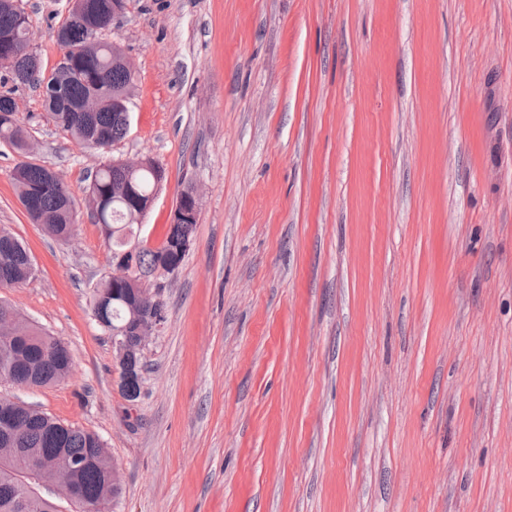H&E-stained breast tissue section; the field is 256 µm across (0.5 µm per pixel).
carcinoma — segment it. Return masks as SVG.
<instances>
[{"label": "carcinoma", "instance_id": "obj_1", "mask_svg": "<svg viewBox=\"0 0 512 512\" xmlns=\"http://www.w3.org/2000/svg\"><path fill=\"white\" fill-rule=\"evenodd\" d=\"M78 2L79 17L72 23L68 52L73 76L64 80L63 93H58L57 77L48 76L41 69L28 72L16 82L43 88V107L53 124L78 143L103 150L126 135V118L120 102L130 97L133 77L121 64V50L105 41H90L88 28L111 17L112 6L123 7L125 0ZM27 34V28L14 15L0 12V70L14 75V65L5 63L6 54L1 51L3 42H20ZM93 95L100 99L99 111H69L70 107ZM23 132L25 128L16 116L14 100L1 94L0 141L22 151ZM11 178L30 219L43 225L50 235L68 239L76 223L75 210L66 201L69 191L51 184L48 169L30 161L16 164ZM163 179L164 174L151 162L129 176L110 163L96 171L89 185L95 203L93 216L103 227L110 251L124 249L125 241L137 236L139 225L133 215L141 202L158 191V184ZM194 228L193 224H172L166 241L191 240ZM17 245L16 261L7 268L0 266V288L18 286L31 276L26 260L27 248L20 241ZM161 258V252L145 248L136 255L135 262L141 273L149 274ZM95 293L108 297V301L97 308L109 333H131L138 315L164 306L162 302L155 304L141 297L129 283L114 284L110 279L101 282ZM5 312L12 313L39 339L30 345L8 348L0 345V375H11V383L17 386L45 387L66 380L73 365L68 346L46 335L1 300L0 314ZM17 421L20 429L18 447L31 455L58 457L62 463L75 467L79 487L91 499L109 502L119 496L120 485L114 486L107 480L113 462L98 435L65 425L23 403L17 407ZM23 472L22 460L0 457V512H56L51 503L34 498Z\"/></svg>", "mask_w": 512, "mask_h": 512}]
</instances>
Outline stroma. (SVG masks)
I'll return each mask as SVG.
<instances>
[{
    "mask_svg": "<svg viewBox=\"0 0 512 512\" xmlns=\"http://www.w3.org/2000/svg\"><path fill=\"white\" fill-rule=\"evenodd\" d=\"M23 3L51 69L67 0ZM100 38L135 79L107 152L0 83L78 218L33 223L0 142V225L34 260L0 299L73 358L0 395L100 437L112 512H512V0H126ZM113 158L165 172L148 246L200 195L133 401L92 313Z\"/></svg>",
    "mask_w": 512,
    "mask_h": 512,
    "instance_id": "1",
    "label": "stroma"
}]
</instances>
